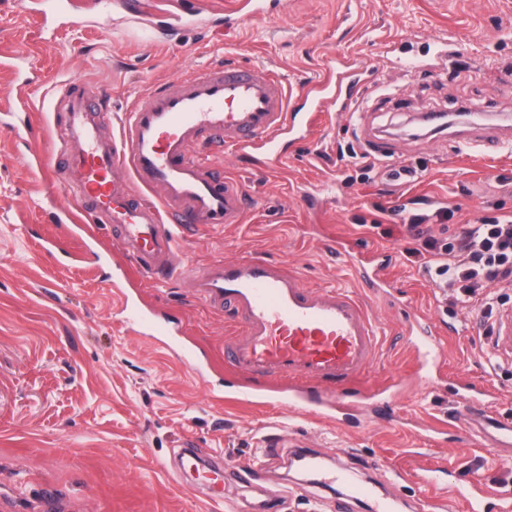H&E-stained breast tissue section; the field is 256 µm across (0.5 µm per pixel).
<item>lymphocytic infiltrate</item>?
Here are the masks:
<instances>
[{"label":"lymphocytic infiltrate","mask_w":512,"mask_h":512,"mask_svg":"<svg viewBox=\"0 0 512 512\" xmlns=\"http://www.w3.org/2000/svg\"><path fill=\"white\" fill-rule=\"evenodd\" d=\"M376 212L400 221L413 247L408 257L421 261L429 280L441 288L454 289L465 303L477 305L484 318H491L495 300L486 293L488 282L512 277V218L476 219L457 234L432 235L426 228L433 220L447 225L458 211L457 206L437 208L431 216L407 211L403 206L374 203Z\"/></svg>","instance_id":"lymphocytic-infiltrate-1"}]
</instances>
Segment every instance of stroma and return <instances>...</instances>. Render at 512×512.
Returning a JSON list of instances; mask_svg holds the SVG:
<instances>
[{
    "mask_svg": "<svg viewBox=\"0 0 512 512\" xmlns=\"http://www.w3.org/2000/svg\"><path fill=\"white\" fill-rule=\"evenodd\" d=\"M260 20L224 30L182 31L172 45L130 35L121 13L104 6L90 22L42 32L41 9L0 0V49L21 46L33 75L26 93L31 124L45 145L54 140L59 88L97 85L108 92L102 133L117 130L123 111L149 87L218 63L264 64L279 71L291 95L302 94L331 61L351 58L362 93L328 108L326 125L289 147L282 169L253 174L227 151L208 156L216 172L237 178L247 208L243 223L198 225L184 237V259L202 268L244 255L295 268L308 288L340 285L372 312L380 337L358 387L379 391L375 404L340 420L296 414L275 403L213 404L223 390L224 341L234 327L196 299L179 277L157 283L140 274L111 229L100 228L108 263L125 265L144 299L180 318L186 339L209 361L207 378L154 341L130 333L116 301L90 268L92 255L59 265L77 250L39 200L40 173L23 148L0 131V512H44L53 487L58 512H212L203 486L177 472V452L198 448L231 458L224 504L250 512L259 496L280 499L284 512H334L350 486H323L290 465L294 446L323 464L339 459L352 484L374 471L442 468L448 482L477 477L512 492V459L471 440L460 383L492 394L488 405L512 418V344L498 348L480 311L433 285L408 262L399 225L358 226L372 202L421 203L423 211L460 205L451 227L481 216H512V146L493 155L466 147L456 124L418 137L420 112H455L481 102L498 135L512 114V0H279ZM375 156L369 182L354 166L337 165L342 147ZM391 165L415 169L393 180ZM327 201L307 209L302 194ZM386 253L393 293L371 294L353 277L337 244ZM425 316L438 333L432 378L415 375L406 325ZM275 448L264 472L242 479L262 448Z\"/></svg>",
    "mask_w": 512,
    "mask_h": 512,
    "instance_id": "stroma-1",
    "label": "stroma"
}]
</instances>
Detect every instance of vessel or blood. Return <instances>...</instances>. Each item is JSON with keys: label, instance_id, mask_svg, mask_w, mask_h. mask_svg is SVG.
<instances>
[{"label": "vessel or blood", "instance_id": "1", "mask_svg": "<svg viewBox=\"0 0 512 512\" xmlns=\"http://www.w3.org/2000/svg\"><path fill=\"white\" fill-rule=\"evenodd\" d=\"M269 0H235L223 25L265 14ZM121 10L136 35L159 41L163 25H195L200 8L180 12L141 11L137 0H122ZM355 82L350 69L327 68L307 87L301 108L291 107L279 75L261 65L215 64L150 88L131 103L121 132L102 137L98 117L106 96L101 88L65 86L55 104L63 117L55 123L56 148L38 146L27 124L28 100L17 91L0 102V129L14 132L27 152V163L44 173L42 197L59 223L94 251L79 217L116 230L139 271L163 279L187 278L196 298L217 311H228L236 327L224 342V361L252 376L254 386L230 385L229 400L263 404L267 394L257 384L288 392V407L323 419L357 409L368 392L353 384L371 365L377 325L368 308L348 289L303 287L297 271L271 261L244 256L203 268L185 263L178 232L191 225L237 224L242 220L243 193L237 179L222 176L202 163L195 146L221 153L231 150L253 170L269 171L286 158L282 144L304 140L326 119L330 99H351ZM367 287L382 291L391 282L382 265L356 264ZM124 322L133 334L154 340L205 376L206 365L184 339L181 319L141 300L126 276L110 279ZM420 369L437 365L438 343L429 325L409 332ZM472 403L469 429L494 448L512 447V422L486 414L484 396L462 388ZM432 490L463 500L468 512H512V494L472 479L446 485L435 468L416 471Z\"/></svg>", "mask_w": 512, "mask_h": 512}]
</instances>
